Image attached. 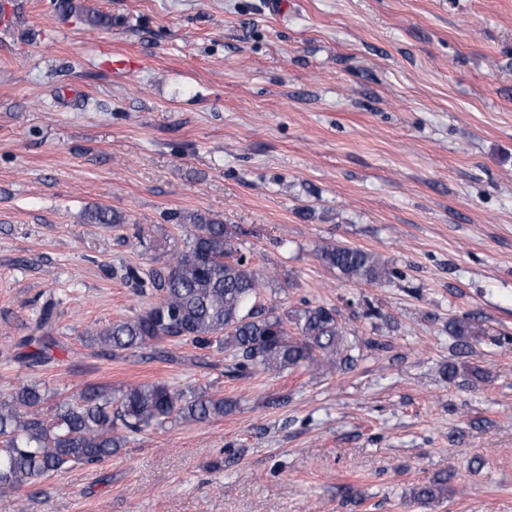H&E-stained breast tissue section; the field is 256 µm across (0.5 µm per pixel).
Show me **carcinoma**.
<instances>
[{"label":"carcinoma","mask_w":512,"mask_h":512,"mask_svg":"<svg viewBox=\"0 0 512 512\" xmlns=\"http://www.w3.org/2000/svg\"><path fill=\"white\" fill-rule=\"evenodd\" d=\"M97 224H122L124 217L98 208ZM183 246L169 253L164 265L146 276L131 269L127 277L138 288H153L157 300L145 310L105 328H87L84 340L116 356L148 349L155 358L178 359L164 343L190 340L207 344L224 336L234 360L224 375L246 377L258 371L291 373L300 368L332 374L351 369L360 358L357 340L338 320L339 313L323 304L305 303L282 317L259 302L274 276L257 274L240 253L232 228L199 213L179 219ZM317 257L344 279L378 284L393 272L370 251L334 244ZM293 323L296 332L288 331ZM36 348L23 355L31 365L53 360L60 346L54 336V303L46 302L37 318ZM455 346L468 350L487 336L475 318L462 315L448 323ZM37 382L0 395V488L20 490L39 478L59 476L78 466H94L126 447L130 437L168 423L206 422L231 413L236 404L216 393L193 387L176 389L163 381L112 389L91 386L76 396L48 404ZM454 472L439 473L412 488L414 501L431 505L448 498Z\"/></svg>","instance_id":"cac0c4a2"}]
</instances>
